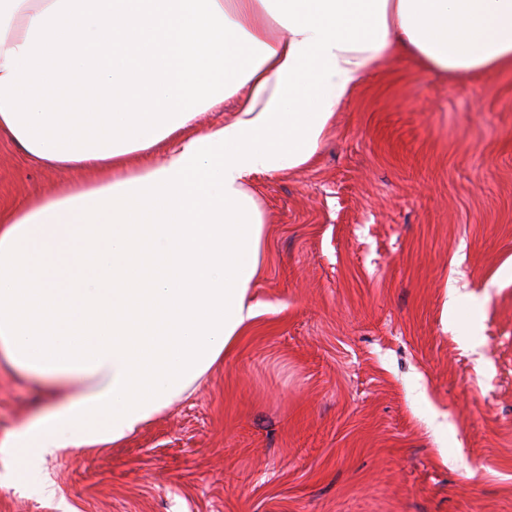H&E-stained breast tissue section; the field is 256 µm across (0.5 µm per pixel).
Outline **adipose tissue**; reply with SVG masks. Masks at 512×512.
Listing matches in <instances>:
<instances>
[{
    "instance_id": "ef3b65f1",
    "label": "adipose tissue",
    "mask_w": 512,
    "mask_h": 512,
    "mask_svg": "<svg viewBox=\"0 0 512 512\" xmlns=\"http://www.w3.org/2000/svg\"><path fill=\"white\" fill-rule=\"evenodd\" d=\"M399 55L456 80L510 72L512 0H0V132L97 175L0 214V358L46 388L9 437L20 465L121 443L201 386L259 314L247 182L308 164ZM229 97L231 121L197 128ZM134 200L151 223H131ZM30 280L42 308L17 303Z\"/></svg>"
}]
</instances>
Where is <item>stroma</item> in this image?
Returning <instances> with one entry per match:
<instances>
[{
  "instance_id": "35a3bbf8",
  "label": "stroma",
  "mask_w": 512,
  "mask_h": 512,
  "mask_svg": "<svg viewBox=\"0 0 512 512\" xmlns=\"http://www.w3.org/2000/svg\"><path fill=\"white\" fill-rule=\"evenodd\" d=\"M95 180L0 137L1 212ZM251 190L233 351L121 447L1 452L0 512H512V75L383 62ZM39 401L0 361V442Z\"/></svg>"
}]
</instances>
